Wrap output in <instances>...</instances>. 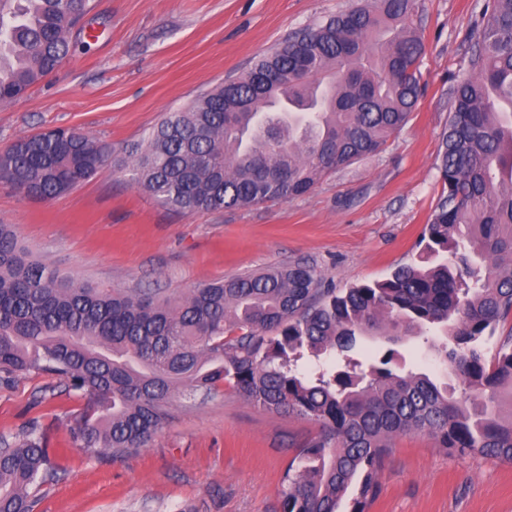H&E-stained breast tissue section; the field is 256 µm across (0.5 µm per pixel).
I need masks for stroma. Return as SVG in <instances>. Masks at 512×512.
<instances>
[{
  "mask_svg": "<svg viewBox=\"0 0 512 512\" xmlns=\"http://www.w3.org/2000/svg\"><path fill=\"white\" fill-rule=\"evenodd\" d=\"M68 59L12 102L0 103V149L54 128L110 144L117 162L71 192L27 197L0 181V223L46 265L80 282L176 298L247 271L314 264L339 290L415 261L441 193L439 138L451 86L467 73L469 36L485 0H417L424 94L376 155L330 173L309 193L250 208L182 215L129 182L126 151L165 113L240 76L308 25L360 0H94ZM404 369L446 378L420 338L397 344ZM83 399L38 374L0 381V439L39 422L56 472L34 486L33 512H280L279 476L314 437L308 420L256 407L234 390L176 394L147 447L122 457L71 448L69 416ZM370 512H512V462L459 458L429 437L396 439Z\"/></svg>",
  "mask_w": 512,
  "mask_h": 512,
  "instance_id": "stroma-1",
  "label": "stroma"
}]
</instances>
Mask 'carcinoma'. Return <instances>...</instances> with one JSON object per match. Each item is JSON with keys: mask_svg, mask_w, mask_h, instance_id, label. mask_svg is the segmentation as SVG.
I'll return each instance as SVG.
<instances>
[{"mask_svg": "<svg viewBox=\"0 0 512 512\" xmlns=\"http://www.w3.org/2000/svg\"><path fill=\"white\" fill-rule=\"evenodd\" d=\"M90 0H0V102L22 97L70 54ZM416 0H372L288 37L241 77L168 112L131 151V183L178 213L291 199L376 154L422 96ZM469 75L437 154L442 191L418 261L342 292L297 262L203 283L179 299L114 291L32 258L0 224V373L45 374L81 394L74 448L99 457L148 446L179 389L227 386L252 404L316 422L280 475L282 512H368L400 436L459 457L512 462V0H487ZM75 129L0 150V180L41 199L109 164ZM436 332L462 384L400 370L393 348ZM388 345L375 362L359 341ZM497 339L493 354L486 344ZM338 357L335 371L304 359ZM52 475L44 434L0 442V512H31Z\"/></svg>", "mask_w": 512, "mask_h": 512, "instance_id": "obj_1", "label": "carcinoma"}]
</instances>
